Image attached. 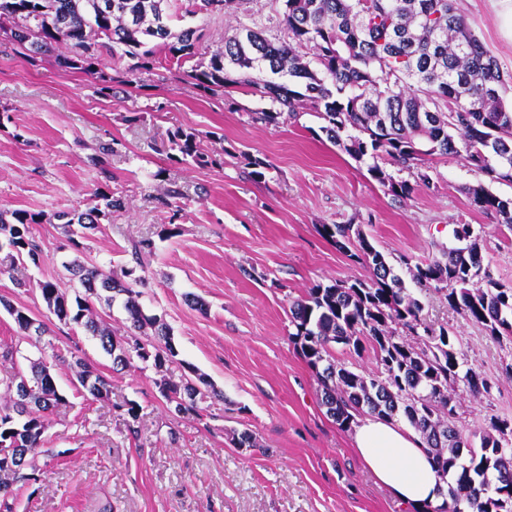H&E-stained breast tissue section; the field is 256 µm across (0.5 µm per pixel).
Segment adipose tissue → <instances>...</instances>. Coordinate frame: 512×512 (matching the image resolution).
<instances>
[{
    "label": "adipose tissue",
    "mask_w": 512,
    "mask_h": 512,
    "mask_svg": "<svg viewBox=\"0 0 512 512\" xmlns=\"http://www.w3.org/2000/svg\"><path fill=\"white\" fill-rule=\"evenodd\" d=\"M352 447L378 483L400 505L421 508L440 505L448 485L436 473L420 436L396 420L359 418L353 427Z\"/></svg>",
    "instance_id": "ef3b65f1"
}]
</instances>
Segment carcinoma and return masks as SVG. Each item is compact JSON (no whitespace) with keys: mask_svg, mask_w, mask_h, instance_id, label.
<instances>
[{"mask_svg":"<svg viewBox=\"0 0 512 512\" xmlns=\"http://www.w3.org/2000/svg\"><path fill=\"white\" fill-rule=\"evenodd\" d=\"M278 22L288 39L272 40L265 28L243 26L224 40V48L197 64L191 77L205 93L246 89L267 101L253 120L279 125L297 117L305 104L314 106L321 131L349 157L367 164L370 176L400 199L418 185L429 184L427 163L455 156L491 182L512 183V104L502 95L503 73L455 12L451 0H279ZM167 0H0V16L14 20L10 41L33 55L63 44L58 63L95 73V66L117 49L140 60L149 70L160 51L177 59L196 55L200 36L186 28L172 33ZM170 150L188 163L206 165L197 134L179 131ZM416 170L415 183L396 180L385 162ZM470 204L494 213L512 230V198L493 194L484 185L466 188ZM84 212L30 213L0 208V276L13 277L43 256L32 233L34 224L57 223L68 248L85 250L101 221L122 207L105 192ZM321 235L372 270L368 283L335 280L318 283L292 302L291 339L315 370L322 404L344 429L363 413L392 419L403 416L420 433L436 472L450 479L448 500L422 512H512V452L499 451L502 436L512 437V421L493 418L479 432L474 447L458 428L457 389L487 393L491 380L464 360L456 334L422 315L424 305L403 285L387 257L353 224H323ZM465 244L449 249L444 259L410 270L420 291L437 294L488 335L512 338V288H505L484 266L477 238L469 226L455 231ZM153 253L148 238L132 243L137 263ZM74 295L58 280H23L19 288H36L46 307L64 324H76L98 337L112 357V369H126L137 359L163 367L176 353L171 329L156 317H145L133 285L79 258L63 263ZM108 293L107 304L126 296L130 326L120 334L99 321L94 301ZM19 335L33 318L1 297ZM150 326L152 334L143 331ZM359 353L371 348L377 373L363 375L336 362L332 344ZM17 350L0 351V392L10 404L0 407V449H13L17 469L0 467L24 484L39 481L35 451L50 427L49 415L66 404L43 358L16 363ZM75 376L94 398L107 395L108 382L80 357ZM198 382L158 383L167 404L178 413H199L203 393Z\"/></svg>","mask_w":512,"mask_h":512,"instance_id":"carcinoma-1","label":"carcinoma"}]
</instances>
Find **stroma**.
<instances>
[{"label": "stroma", "instance_id": "35a3bbf8", "mask_svg": "<svg viewBox=\"0 0 512 512\" xmlns=\"http://www.w3.org/2000/svg\"><path fill=\"white\" fill-rule=\"evenodd\" d=\"M503 73L512 74V0H454ZM275 0H237L232 13L172 18L173 31L200 29L199 52L223 47L243 25L282 36ZM59 49L36 58L0 39V208L52 214L81 211L96 192L123 207L86 242L83 261L144 278L139 304L171 329L177 355L163 370L113 371L99 340L61 323L39 292L14 278L63 279L72 251L57 225L32 232L40 266L0 277V296L43 323L44 342L75 351L103 373L107 397L78 394L75 373L50 362L67 403L51 416L36 463L41 479L15 486V512H406L375 483L350 444V433L326 413L314 371L290 335L293 300L318 283L367 282L371 269L322 237L323 224L352 223L389 260L415 263L457 247L467 224L493 277L512 287V232L495 215L470 206L466 187L484 182L455 158L431 163L429 186L398 199L321 131L312 107L296 120L254 122L258 95L203 93L191 63L161 61L130 73L133 60H103L95 73L58 64ZM112 90L101 95L102 80ZM198 134L213 165L171 157L176 131ZM264 159L265 180L248 178V161ZM179 191L175 203L162 199ZM151 238L146 268L128 246ZM200 298L188 304L187 295ZM423 314L453 326L467 366L490 377V392L459 390L461 424L471 434L491 418L512 421V339L494 340L438 296ZM202 374V415L170 411L155 384ZM140 406L129 433L125 404ZM249 432L255 447L240 448Z\"/></svg>", "mask_w": 512, "mask_h": 512}]
</instances>
